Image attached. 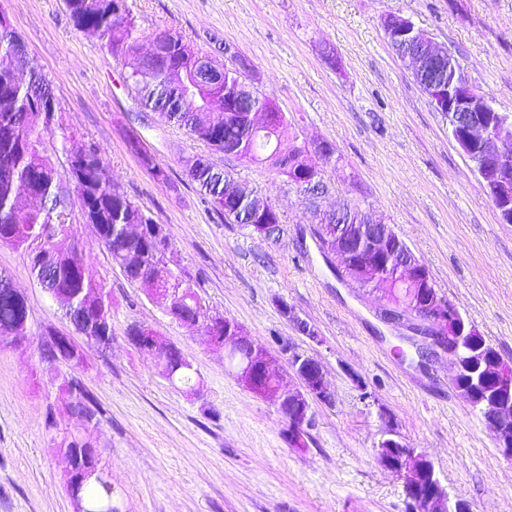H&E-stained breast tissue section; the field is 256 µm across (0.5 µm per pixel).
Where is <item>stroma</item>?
<instances>
[{
  "mask_svg": "<svg viewBox=\"0 0 512 512\" xmlns=\"http://www.w3.org/2000/svg\"><path fill=\"white\" fill-rule=\"evenodd\" d=\"M149 51L150 34L171 29L220 55L247 57L261 94L295 127L283 144L324 140L322 206L352 201L392 225L441 295L512 363V224L501 223L472 164L394 53L381 25L412 20L466 72L474 90L512 113V0H131ZM29 50L30 69L59 102L58 133L104 152V176L171 241L170 268L204 310L234 319L269 351L292 340L318 359L334 389L313 406L305 444L291 445L277 410L243 387L223 352L131 283L71 202L77 249L112 300V346L86 348L82 367L45 369L39 337L0 342V512H74L66 462L54 432L89 431L99 466L127 512H409L403 482L379 462L387 432L426 453L450 500L472 512H512V461L478 412L453 387L447 356L418 368L395 357L397 336L377 316L378 292L337 279L318 249L296 187L265 164L211 151L156 112H138L122 56L99 35L76 31L65 0H0ZM138 140L140 151L129 143ZM208 156L281 213L276 241L225 220L188 178L184 161ZM151 157L164 178L143 159ZM0 272L26 297L35 327L72 333L23 250L0 243ZM287 302L317 332L309 340L280 311ZM176 345L200 377L173 385L160 364L127 338L129 324ZM89 391L97 421L67 413L58 374Z\"/></svg>",
  "mask_w": 512,
  "mask_h": 512,
  "instance_id": "35a3bbf8",
  "label": "stroma"
}]
</instances>
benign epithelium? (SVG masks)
<instances>
[{"instance_id":"7a95c632","label":"benign epithelium","mask_w":512,"mask_h":512,"mask_svg":"<svg viewBox=\"0 0 512 512\" xmlns=\"http://www.w3.org/2000/svg\"><path fill=\"white\" fill-rule=\"evenodd\" d=\"M385 33L393 43L403 44L409 51L403 56L412 74L420 78L432 65L448 63L452 78L448 91L442 84L433 82L426 87L428 102L432 108L447 117L448 135L473 164L483 187L495 204L500 220L512 224V114L498 111L491 102L476 93L470 86L467 75L448 50L434 45L430 37L407 18L390 15L383 20ZM226 97H243L251 102L248 120L253 126H262L266 121L263 98L254 92L245 81L238 82L232 90H224ZM307 197L312 202L327 194L318 176L312 175L303 183ZM226 217L246 223L267 212L277 211L268 201L255 192L247 190L237 181L224 184ZM346 207L333 210H314L315 223L327 232L331 242L321 245L327 255L336 257V269L344 276L371 278L374 288L387 289L390 281L372 274L376 267L398 265L400 273L409 284L419 287L427 294L432 289L425 279L423 264L413 250L401 247L400 236L388 224L374 221L367 212L358 217L345 215ZM414 329L431 339L432 345L444 351L455 370H460L461 351L465 349L466 337L475 327L465 319L457 306L445 301L439 294L424 304L417 315ZM288 321L301 335L316 339L313 327L295 311H288ZM206 341L209 345L224 350L230 357L237 346L249 341L244 331L234 329L224 322V316L211 315L206 320ZM129 340L151 357L164 362V369L173 374L189 360L173 344L163 340L153 329L139 325ZM73 337L55 332L50 343L57 345L48 356L51 368L64 364L79 367L72 353L64 352ZM512 366L498 362L491 365L473 366L468 378L469 389H459L471 405L479 412L485 425L495 438L500 452L512 460V389L504 391L503 379ZM288 369L298 380L295 389H285L280 384L283 369ZM273 376V390L265 389L264 379ZM237 380L247 389L261 396L275 407L288 421L289 430L305 432L313 420L312 403L332 402L333 390L322 365L299 345L288 341L280 344L279 354L272 356L258 346H253L252 360L240 367ZM383 466L401 477L405 491L418 506V512H469L468 506L457 501L449 506L447 492L438 478L434 465L424 454L414 448L403 447L398 436L390 432L378 448Z\"/></svg>"}]
</instances>
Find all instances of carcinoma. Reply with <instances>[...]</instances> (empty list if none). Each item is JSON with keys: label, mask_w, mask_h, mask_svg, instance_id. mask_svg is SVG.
<instances>
[{"label": "carcinoma", "mask_w": 512, "mask_h": 512, "mask_svg": "<svg viewBox=\"0 0 512 512\" xmlns=\"http://www.w3.org/2000/svg\"><path fill=\"white\" fill-rule=\"evenodd\" d=\"M66 5L75 30L99 34L111 52L128 59L130 72L138 73L139 32L128 0H66ZM21 47L15 37L0 35V242L25 249L34 275L83 306L91 322L85 327L88 345L110 346L112 305L108 292L77 252H62L56 246L57 236L70 230L68 203L73 194L86 223L95 229L128 280L153 297L177 299L179 320L197 317L200 298L194 289L158 267L160 242L147 232L130 236L125 231L127 227H147L154 220L114 185H100L97 171L104 166L101 150L94 144L69 147L70 136L62 133L61 150L76 157L81 165L60 170L42 149L44 139L55 133L57 99L46 79L34 87L22 81L19 74H11ZM155 54V70L144 72L132 84L142 105H161L168 109L170 121L186 128L211 150L232 152L238 160L266 163L295 186L303 180L304 172L318 167L304 146L282 148L281 135L288 126L284 113L273 112L265 126L254 128L247 121L245 101L236 100L231 111H224V85H234L243 78L235 65L216 68L219 86L191 90V101L181 106L162 98L166 86L194 83V68L208 55L172 32L157 46ZM230 180L229 173L215 172L209 163L197 172L194 183L207 202L222 213L224 182ZM385 274L391 281L388 301L409 312L418 309L412 286L404 282L403 276L393 268ZM26 310L23 302L0 298V339L11 334ZM65 389L72 413L93 423L97 410L82 382L73 377ZM78 490L87 512H98L99 503L108 494L105 485L93 481L81 484Z\"/></svg>", "instance_id": "carcinoma-1"}]
</instances>
